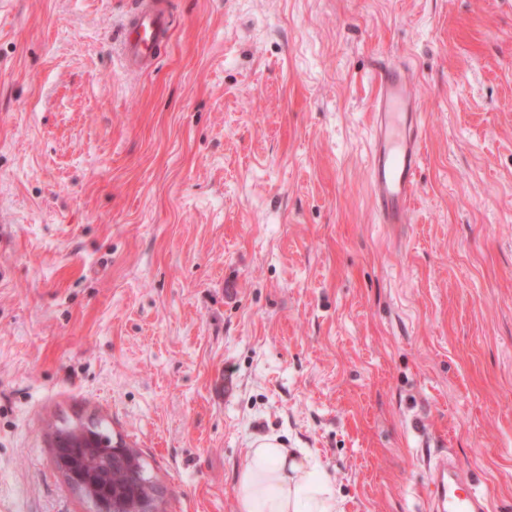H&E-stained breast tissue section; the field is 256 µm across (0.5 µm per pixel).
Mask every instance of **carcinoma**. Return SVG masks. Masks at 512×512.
Instances as JSON below:
<instances>
[{
	"label": "carcinoma",
	"instance_id": "1",
	"mask_svg": "<svg viewBox=\"0 0 512 512\" xmlns=\"http://www.w3.org/2000/svg\"><path fill=\"white\" fill-rule=\"evenodd\" d=\"M52 457L56 468L69 464L77 477L87 481L80 493L91 503L110 498L113 512H144V504L153 500L158 480L148 463L102 420L92 421L80 433L57 430Z\"/></svg>",
	"mask_w": 512,
	"mask_h": 512
}]
</instances>
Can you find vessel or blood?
I'll return each instance as SVG.
<instances>
[{
	"mask_svg": "<svg viewBox=\"0 0 512 512\" xmlns=\"http://www.w3.org/2000/svg\"><path fill=\"white\" fill-rule=\"evenodd\" d=\"M172 18L156 0H137L120 34L125 67L137 72L151 66L164 41L169 40ZM371 100L373 124L369 144L370 186L380 223L407 224L422 163L423 118L409 69L381 66ZM447 462L430 474L433 512H486L476 491L458 494L448 476Z\"/></svg>",
	"mask_w": 512,
	"mask_h": 512,
	"instance_id": "vessel-or-blood-1",
	"label": "vessel or blood"
}]
</instances>
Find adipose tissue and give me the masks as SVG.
<instances>
[{"label":"adipose tissue","mask_w":512,"mask_h":512,"mask_svg":"<svg viewBox=\"0 0 512 512\" xmlns=\"http://www.w3.org/2000/svg\"><path fill=\"white\" fill-rule=\"evenodd\" d=\"M239 512H340L336 489L310 457L274 436L248 448L238 478Z\"/></svg>","instance_id":"1"}]
</instances>
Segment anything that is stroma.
I'll return each mask as SVG.
<instances>
[{
    "label": "stroma",
    "instance_id": "stroma-1",
    "mask_svg": "<svg viewBox=\"0 0 512 512\" xmlns=\"http://www.w3.org/2000/svg\"><path fill=\"white\" fill-rule=\"evenodd\" d=\"M0 0V512H90L51 424L108 422L168 512H239L254 439L344 512H512V0ZM423 112L408 224L369 188V75ZM155 0H138L120 37L125 67L130 72L151 66L164 41L170 38L172 18ZM447 460H443L431 469L430 502L434 512H485L484 498L471 490L464 496L456 493L455 482L448 478Z\"/></svg>",
    "mask_w": 512,
    "mask_h": 512
}]
</instances>
